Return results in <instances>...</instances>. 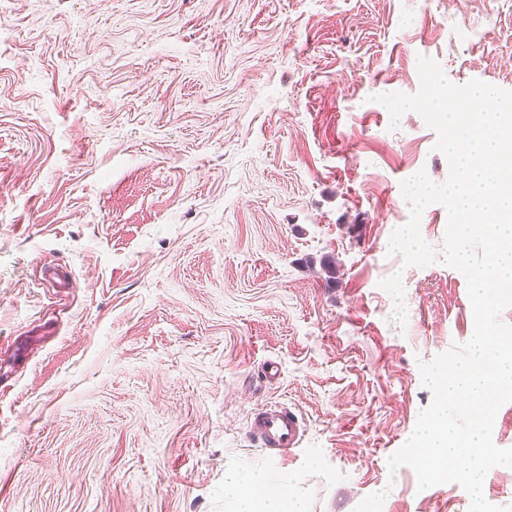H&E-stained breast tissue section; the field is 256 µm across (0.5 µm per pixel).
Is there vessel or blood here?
Masks as SVG:
<instances>
[{
  "label": "vessel or blood",
  "instance_id": "vessel-or-blood-1",
  "mask_svg": "<svg viewBox=\"0 0 512 512\" xmlns=\"http://www.w3.org/2000/svg\"><path fill=\"white\" fill-rule=\"evenodd\" d=\"M248 433L257 447L279 453L299 447L303 433L302 420L286 406L270 405L254 415Z\"/></svg>",
  "mask_w": 512,
  "mask_h": 512
}]
</instances>
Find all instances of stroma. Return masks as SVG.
I'll return each instance as SVG.
<instances>
[{
    "label": "stroma",
    "instance_id": "stroma-1",
    "mask_svg": "<svg viewBox=\"0 0 512 512\" xmlns=\"http://www.w3.org/2000/svg\"><path fill=\"white\" fill-rule=\"evenodd\" d=\"M422 55L512 91V0H0V512H236L231 474L468 512L387 466L474 332L459 270L389 251L402 181L450 172L373 100ZM248 433L257 447L283 452L301 444L302 419L286 406L270 405L254 415Z\"/></svg>",
    "mask_w": 512,
    "mask_h": 512
}]
</instances>
